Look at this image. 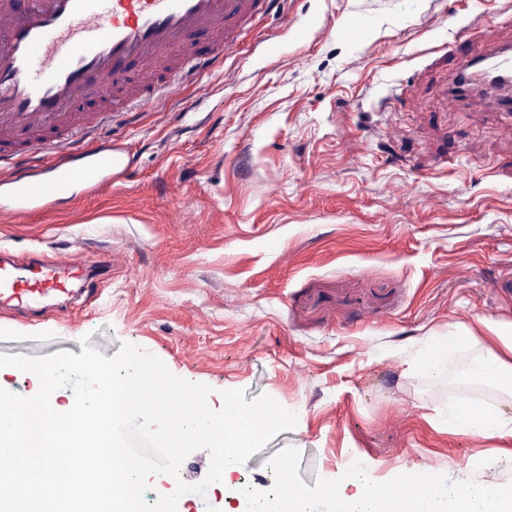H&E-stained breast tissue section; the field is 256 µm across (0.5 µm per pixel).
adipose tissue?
<instances>
[{"mask_svg": "<svg viewBox=\"0 0 512 512\" xmlns=\"http://www.w3.org/2000/svg\"><path fill=\"white\" fill-rule=\"evenodd\" d=\"M494 339L495 347L476 356L468 374L508 390L512 388V330H495ZM331 512H512V484L490 483L477 492L462 482L447 491L437 486L432 493L398 501L383 488L365 483L358 485L353 497L333 499Z\"/></svg>", "mask_w": 512, "mask_h": 512, "instance_id": "obj_1", "label": "adipose tissue"}]
</instances>
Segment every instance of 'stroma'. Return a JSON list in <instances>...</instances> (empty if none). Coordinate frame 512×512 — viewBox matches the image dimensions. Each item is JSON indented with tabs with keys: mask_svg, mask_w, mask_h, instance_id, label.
Instances as JSON below:
<instances>
[{
	"mask_svg": "<svg viewBox=\"0 0 512 512\" xmlns=\"http://www.w3.org/2000/svg\"><path fill=\"white\" fill-rule=\"evenodd\" d=\"M508 17L512 0H280L177 99L99 129L132 159L111 190L23 224L0 212V248L108 267L95 296L0 309V353L130 343L211 408L272 396L297 425L241 471L259 492L289 478L314 512L353 474L512 483V439L444 422L471 348L421 368L434 338L512 327V120L480 86L447 103L466 49L512 44ZM473 24L479 40L452 39ZM466 391V413L512 417L497 386Z\"/></svg>",
	"mask_w": 512,
	"mask_h": 512,
	"instance_id": "35a3bbf8",
	"label": "stroma"
}]
</instances>
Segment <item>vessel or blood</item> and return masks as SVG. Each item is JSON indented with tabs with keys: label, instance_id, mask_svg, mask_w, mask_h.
Segmentation results:
<instances>
[{
	"label": "vessel or blood",
	"instance_id": "obj_1",
	"mask_svg": "<svg viewBox=\"0 0 512 512\" xmlns=\"http://www.w3.org/2000/svg\"><path fill=\"white\" fill-rule=\"evenodd\" d=\"M274 0H31L17 11L0 0V211L24 221L43 202H70L78 190L112 187L128 167L125 150L103 143L78 146L97 130L98 116L77 111L101 99L107 112H132L175 96L193 69L223 63L239 28ZM209 53L196 57L195 37ZM43 155L46 176L12 171L14 158ZM95 262L65 266L0 256V306L35 310L71 299L91 284Z\"/></svg>",
	"mask_w": 512,
	"mask_h": 512
}]
</instances>
